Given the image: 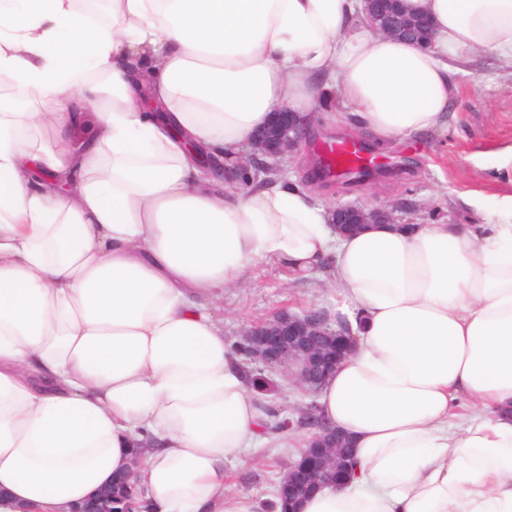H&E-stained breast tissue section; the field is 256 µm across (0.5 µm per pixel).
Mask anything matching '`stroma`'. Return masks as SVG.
Instances as JSON below:
<instances>
[{
    "instance_id": "stroma-1",
    "label": "stroma",
    "mask_w": 512,
    "mask_h": 512,
    "mask_svg": "<svg viewBox=\"0 0 512 512\" xmlns=\"http://www.w3.org/2000/svg\"><path fill=\"white\" fill-rule=\"evenodd\" d=\"M456 79L461 96L448 115L446 129L431 132L412 142L379 153L383 174L361 187L339 183L319 190V203L389 205L404 199L414 212L399 213L402 224H485L495 221L500 200L512 194V182L503 179L498 164L512 150V67L501 66L490 54L462 65ZM337 296L322 279L291 280L287 271L271 265L257 266L248 282L224 292L221 315L224 337L239 342L244 329L288 310L311 307L328 311ZM257 378L258 394L282 408L289 433L299 429L303 407L316 403L281 371L272 372L250 364ZM297 454L293 448L275 445L247 450L228 466L227 493H246L271 499L276 483Z\"/></svg>"
}]
</instances>
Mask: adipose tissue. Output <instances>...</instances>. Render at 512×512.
Masks as SVG:
<instances>
[{"instance_id": "obj_1", "label": "adipose tissue", "mask_w": 512, "mask_h": 512, "mask_svg": "<svg viewBox=\"0 0 512 512\" xmlns=\"http://www.w3.org/2000/svg\"><path fill=\"white\" fill-rule=\"evenodd\" d=\"M0 0V512H76L136 472L138 512H268L225 493L269 438L224 291L327 278L352 352L318 392L351 477L292 512H512V195L489 224L342 235L301 182L242 189L252 135L336 97L388 144L441 130L460 66H512V0ZM364 3L370 27L378 33L393 37H406L422 28L428 27L429 29V21L426 16L414 19L379 0H364Z\"/></svg>"}]
</instances>
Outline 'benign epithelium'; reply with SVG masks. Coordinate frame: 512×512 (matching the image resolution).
I'll return each mask as SVG.
<instances>
[{
  "mask_svg": "<svg viewBox=\"0 0 512 512\" xmlns=\"http://www.w3.org/2000/svg\"><path fill=\"white\" fill-rule=\"evenodd\" d=\"M370 27L383 35L406 37L429 26L427 17L414 19L402 11L380 2L364 0ZM308 127L299 113L285 107L276 113L269 127L251 138V150L242 169L262 172L273 167L269 160H278L298 150L306 139ZM397 207L339 205L333 209L332 223L350 218L375 223H395ZM247 344V357L271 370L288 374L303 390H320L336 363L355 344L348 324L331 322L327 312L311 309L301 314L282 312L247 329L242 336ZM345 436L338 430L318 426L309 448L288 464L285 485L288 498L304 497L326 485L341 486L346 481L347 465L342 454ZM81 512H112V495L100 493L90 499Z\"/></svg>",
  "mask_w": 512,
  "mask_h": 512,
  "instance_id": "benign-epithelium-1",
  "label": "benign epithelium"
}]
</instances>
